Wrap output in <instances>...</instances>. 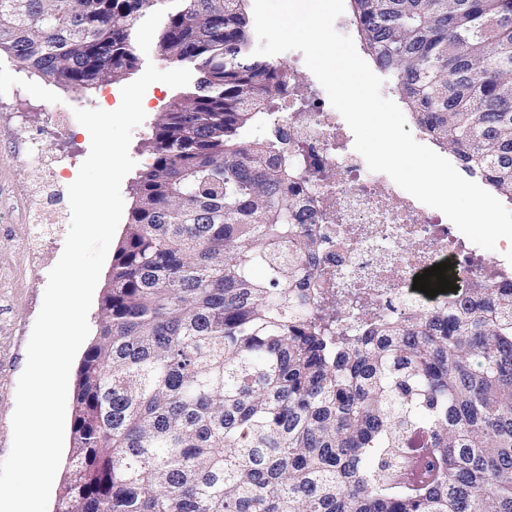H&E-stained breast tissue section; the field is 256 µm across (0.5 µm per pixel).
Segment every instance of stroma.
<instances>
[{
  "instance_id": "35a3bbf8",
  "label": "stroma",
  "mask_w": 512,
  "mask_h": 512,
  "mask_svg": "<svg viewBox=\"0 0 512 512\" xmlns=\"http://www.w3.org/2000/svg\"><path fill=\"white\" fill-rule=\"evenodd\" d=\"M165 20L164 8L141 18L135 31L138 71L154 65L170 70L157 47ZM121 84L92 89L65 88L23 70L6 54H0V461L12 447L11 419L18 379L27 362V344L42 306L50 270L62 255L71 212L68 187L88 157L91 139L78 122L60 133L48 120V112L71 116L78 109L112 111L121 103ZM180 94L164 83L151 84L143 97L145 120L134 129L129 154L135 167L124 178L121 194L125 209H132V186L152 161L148 141L161 113L169 110ZM40 141L56 147L62 161L58 181L50 186L30 146ZM44 192L58 219L46 225L43 238H35L30 222L33 198Z\"/></svg>"
}]
</instances>
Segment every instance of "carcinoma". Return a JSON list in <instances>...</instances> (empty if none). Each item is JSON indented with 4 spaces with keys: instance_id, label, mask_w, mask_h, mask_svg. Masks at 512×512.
<instances>
[{
    "instance_id": "cac0c4a2",
    "label": "carcinoma",
    "mask_w": 512,
    "mask_h": 512,
    "mask_svg": "<svg viewBox=\"0 0 512 512\" xmlns=\"http://www.w3.org/2000/svg\"><path fill=\"white\" fill-rule=\"evenodd\" d=\"M159 2L0 0V53L118 82ZM245 2L175 0L159 32L196 78L134 185L57 512H512V281L336 331L290 138H242L299 90ZM350 3L418 126L512 197V0Z\"/></svg>"
}]
</instances>
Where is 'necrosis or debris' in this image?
Returning a JSON list of instances; mask_svg holds the SVG:
<instances>
[{"label":"necrosis or debris","instance_id":"obj_1","mask_svg":"<svg viewBox=\"0 0 512 512\" xmlns=\"http://www.w3.org/2000/svg\"><path fill=\"white\" fill-rule=\"evenodd\" d=\"M287 111L298 118L304 164L314 174L301 183L300 193L314 200L304 221L321 238L315 287L323 298H341L343 330L354 331L377 311L397 315L408 305L427 308L412 283L442 257H453V276L464 284L498 273L497 262L480 247L465 246L451 233L443 213L365 175L363 160L324 98L289 101Z\"/></svg>","mask_w":512,"mask_h":512}]
</instances>
